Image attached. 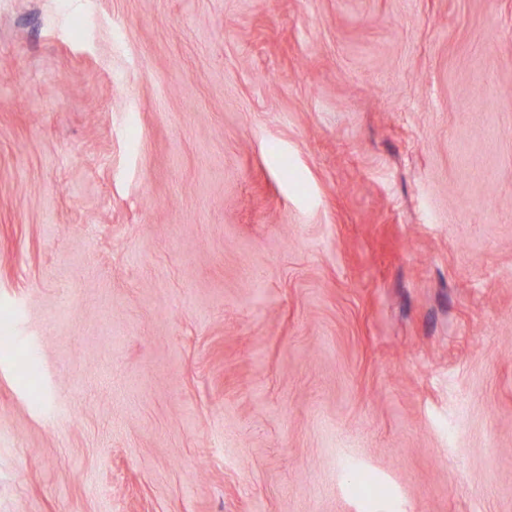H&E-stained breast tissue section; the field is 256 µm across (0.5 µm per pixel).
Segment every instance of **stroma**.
Masks as SVG:
<instances>
[{
  "label": "stroma",
  "mask_w": 512,
  "mask_h": 512,
  "mask_svg": "<svg viewBox=\"0 0 512 512\" xmlns=\"http://www.w3.org/2000/svg\"><path fill=\"white\" fill-rule=\"evenodd\" d=\"M0 320V512H512V0H0Z\"/></svg>",
  "instance_id": "35a3bbf8"
}]
</instances>
